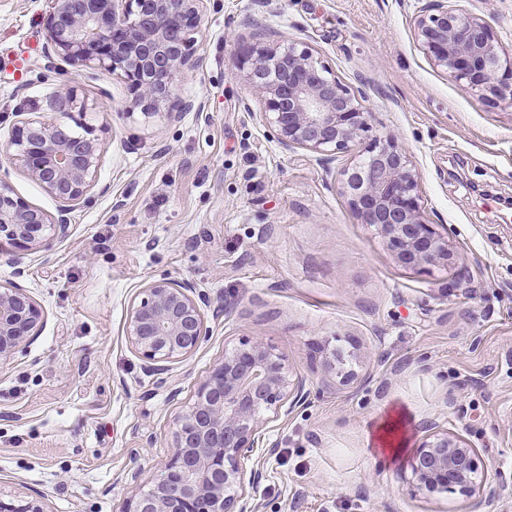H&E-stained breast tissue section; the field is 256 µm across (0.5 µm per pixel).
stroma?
Listing matches in <instances>:
<instances>
[{"instance_id": "stroma-1", "label": "stroma", "mask_w": 512, "mask_h": 512, "mask_svg": "<svg viewBox=\"0 0 512 512\" xmlns=\"http://www.w3.org/2000/svg\"><path fill=\"white\" fill-rule=\"evenodd\" d=\"M425 0H205L197 65L173 96L202 111L145 116L119 74L43 55L44 0H0V142L18 110L49 115L75 86L83 123L110 142L104 193L71 214L51 255L22 273L43 308L33 341L0 363V496L42 512H125L173 456L183 413L226 348L260 336L311 391L267 436L258 512H469L467 500L412 493L409 460L437 424L468 440L512 486V105L482 101L420 50ZM512 53V0H464ZM305 42L351 90L370 129L323 161L284 149L251 96L243 48ZM393 138L420 177L429 221L459 263L400 267L341 189L375 138ZM192 281L209 334L165 386L125 334L149 281ZM223 306L213 317L214 306ZM360 345L340 385L317 343ZM141 466L138 482L127 473Z\"/></svg>"}]
</instances>
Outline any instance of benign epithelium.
I'll return each instance as SVG.
<instances>
[{
	"instance_id": "7a95c632",
	"label": "benign epithelium",
	"mask_w": 512,
	"mask_h": 512,
	"mask_svg": "<svg viewBox=\"0 0 512 512\" xmlns=\"http://www.w3.org/2000/svg\"><path fill=\"white\" fill-rule=\"evenodd\" d=\"M47 56L70 66L120 72L135 103L157 110L173 94L181 70L195 63L191 33L204 0H45ZM422 51L449 77L480 99L512 105V54L498 45L483 18L451 0H427L415 19ZM262 117L285 148H305L328 161L348 151L368 128L370 112L307 46H251L244 50ZM51 119L18 122L0 143V157L23 172L57 203L51 216L15 196L9 169L0 162V255L21 273L30 252L52 251L70 234L69 214L98 186L106 143L91 130L79 134L64 121L85 112L74 86L63 83ZM197 107L187 98L167 118L177 122ZM343 192L362 223L377 231L402 267L432 272L451 268L458 252L431 224L419 203V176L393 139H376L364 161L344 171ZM206 294L194 283L161 278L147 283L130 304L126 336L156 384L167 383L175 363L206 338ZM41 308L19 284L0 282V362L30 343L42 326ZM355 350L336 346L326 367L342 384L358 379ZM306 382L291 375L285 358L260 336L224 351L177 419L174 454L150 489L135 494L126 512H256L263 473L248 466L265 434L281 417L306 405ZM413 490L448 493L470 501V512H498L506 490L480 465L464 439L433 426L415 449ZM0 512H41L32 502L0 497Z\"/></svg>"
}]
</instances>
